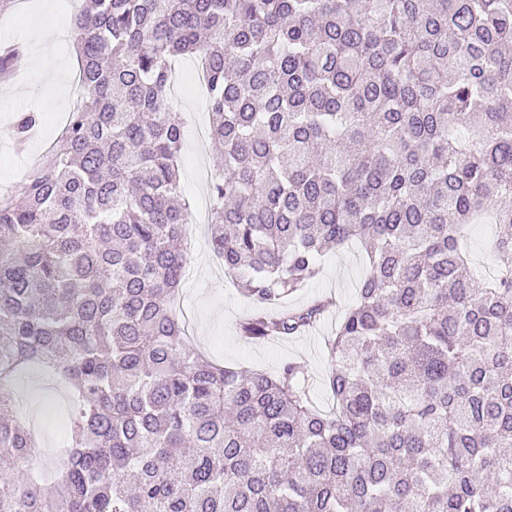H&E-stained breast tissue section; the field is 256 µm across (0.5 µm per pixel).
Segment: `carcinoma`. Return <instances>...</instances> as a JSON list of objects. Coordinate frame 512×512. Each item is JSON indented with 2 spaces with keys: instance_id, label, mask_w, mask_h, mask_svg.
I'll return each mask as SVG.
<instances>
[{
  "instance_id": "carcinoma-1",
  "label": "carcinoma",
  "mask_w": 512,
  "mask_h": 512,
  "mask_svg": "<svg viewBox=\"0 0 512 512\" xmlns=\"http://www.w3.org/2000/svg\"><path fill=\"white\" fill-rule=\"evenodd\" d=\"M75 32L80 101L0 196V512H512V0H84ZM185 58L242 335L312 327L323 305L284 303L326 251L365 252L328 412L296 362L186 343ZM484 219L487 282L461 246ZM30 365L75 402L51 482L9 390Z\"/></svg>"
}]
</instances>
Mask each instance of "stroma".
I'll list each match as a JSON object with an SVG mask.
<instances>
[{"mask_svg": "<svg viewBox=\"0 0 512 512\" xmlns=\"http://www.w3.org/2000/svg\"><path fill=\"white\" fill-rule=\"evenodd\" d=\"M81 6V0H16L13 10L0 16V43L19 44L27 54L20 82L0 83V190L20 184L59 132L73 106L68 86L77 78L78 66L68 33ZM44 27L63 33L53 49L57 79L52 83L47 82L39 66L43 53L40 30ZM175 102L186 122L181 182L191 203L189 236L197 243L189 254L179 304L190 342L212 359L243 371L272 373L285 362H300L312 385L315 404L323 410L331 408L332 399L325 386L329 367L326 345L366 274L360 246L352 243L329 252L321 261L319 277L304 292L288 300V307L301 308L333 298V306L312 330L274 341H244L239 325L252 313L254 305L225 276L222 261L209 246L208 225L201 219L209 206V197L200 173L214 166V154L201 139L202 129L209 124L204 99L198 94L183 93ZM32 111L40 113L41 124L31 138L18 141L13 124L20 113ZM498 232V225L474 224L466 239L472 266L487 277L496 271L490 243ZM12 391L28 422L38 427V457L47 470H54L59 463L57 450L66 434V387L51 373L35 367L17 375Z\"/></svg>", "mask_w": 512, "mask_h": 512, "instance_id": "obj_1", "label": "stroma"}]
</instances>
